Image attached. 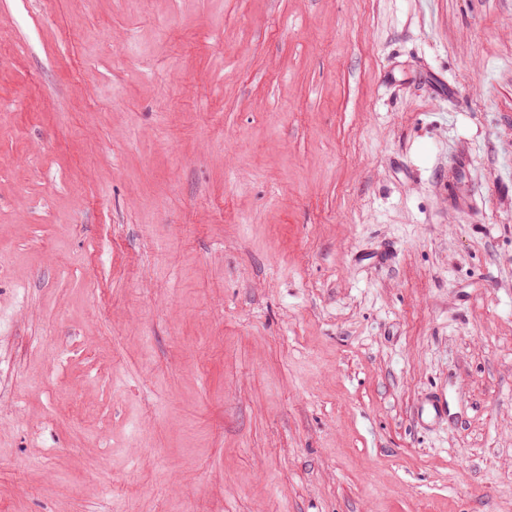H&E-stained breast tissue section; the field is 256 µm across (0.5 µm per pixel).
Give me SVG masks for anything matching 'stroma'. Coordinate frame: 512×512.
<instances>
[{"mask_svg": "<svg viewBox=\"0 0 512 512\" xmlns=\"http://www.w3.org/2000/svg\"><path fill=\"white\" fill-rule=\"evenodd\" d=\"M0 512H512V0H0ZM417 413L427 423H437L448 415V400L442 395H433L422 403Z\"/></svg>", "mask_w": 512, "mask_h": 512, "instance_id": "1", "label": "stroma"}]
</instances>
